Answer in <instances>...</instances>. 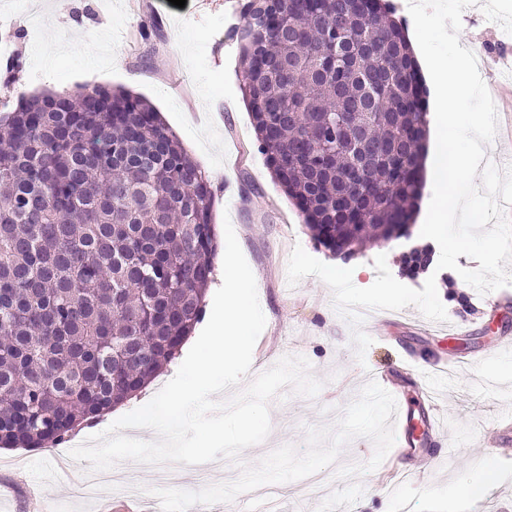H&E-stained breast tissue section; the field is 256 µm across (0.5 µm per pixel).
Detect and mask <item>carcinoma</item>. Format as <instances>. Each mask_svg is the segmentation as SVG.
<instances>
[{
	"label": "carcinoma",
	"mask_w": 512,
	"mask_h": 512,
	"mask_svg": "<svg viewBox=\"0 0 512 512\" xmlns=\"http://www.w3.org/2000/svg\"><path fill=\"white\" fill-rule=\"evenodd\" d=\"M241 91L302 224L344 259L407 236L429 119L387 0H249ZM0 139V447L49 448L141 391L205 314L214 189L145 99L21 97Z\"/></svg>",
	"instance_id": "cac0c4a2"
}]
</instances>
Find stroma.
<instances>
[{"mask_svg": "<svg viewBox=\"0 0 512 512\" xmlns=\"http://www.w3.org/2000/svg\"><path fill=\"white\" fill-rule=\"evenodd\" d=\"M494 16L480 9L462 14L461 44L480 49L485 78L493 81L507 65L512 49V0H487ZM242 0H0V82L11 80V96L45 89H73L96 84L123 88L148 100L183 148L210 176L215 190L212 222L217 242L232 225L257 284L266 325L254 350L251 375L274 366L284 356H302L322 388L312 402L284 389L270 403L271 432L241 454L257 464L278 447L306 445L310 427L335 424L346 406L373 377L394 380L400 397L424 424L428 412L443 422V438L422 440L418 455L391 449L378 468L357 477L362 497L347 512H512V442H498L512 398L485 383L487 372L512 379V357L494 356L500 341H512V285L502 294H479L458 274L479 263L459 256L458 270L434 275L448 320L425 318L413 306L376 310L362 329L372 339L364 361H357L349 322L334 305L331 289L315 276L289 285L287 265L295 246L316 259L342 266L319 246L302 224L263 156L255 151V132L240 90L239 55L228 37L232 6ZM402 246L371 245L351 259L361 269L362 286L374 283V260L385 255L400 283L422 288L428 271L402 273ZM468 357L455 368L450 384L420 380L448 354ZM57 448H0V461L19 459L14 468L0 465V512H149L155 485L149 466H141L136 489L125 483L126 462L112 469V485L97 499L74 497L68 483H51L49 471ZM374 444L366 437L349 441L336 467L326 468L324 484L299 480L272 485L281 512H316L331 493L344 487L337 467L366 464ZM489 460L497 474L487 503L450 506L449 490L473 478L469 464Z\"/></svg>", "mask_w": 512, "mask_h": 512, "instance_id": "obj_1", "label": "stroma"}]
</instances>
